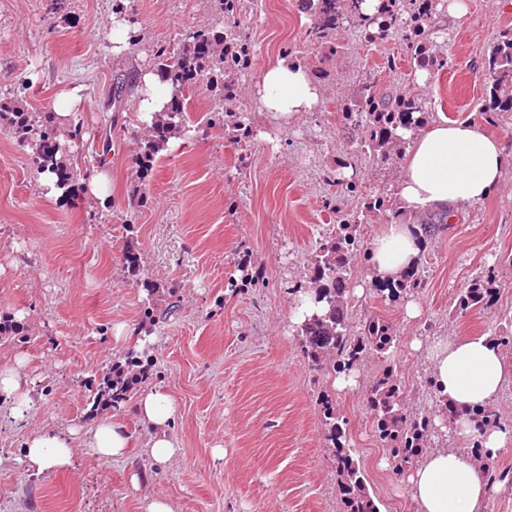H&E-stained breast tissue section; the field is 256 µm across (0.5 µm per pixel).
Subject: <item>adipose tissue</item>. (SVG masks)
Segmentation results:
<instances>
[{
  "label": "adipose tissue",
  "mask_w": 512,
  "mask_h": 512,
  "mask_svg": "<svg viewBox=\"0 0 512 512\" xmlns=\"http://www.w3.org/2000/svg\"><path fill=\"white\" fill-rule=\"evenodd\" d=\"M259 102L280 123L292 124L301 114L315 111L321 88L305 66L280 61L265 69L257 85ZM512 154L502 140L486 135L474 124L440 119L412 135L397 194L404 209L414 214L448 207L457 214L480 202L502 183ZM413 224L392 222L369 247L370 280L396 278L416 263L421 243ZM430 374L440 397L457 409L460 432H467L469 411L493 404L508 381L512 366L489 336L437 338L425 350ZM135 412L149 430L148 454L154 464L168 463L179 452L170 433L177 406L160 389L139 397ZM85 443L105 461L121 458L128 448L125 426L117 420L101 422ZM23 465L41 474L73 463V435L43 430L25 442ZM408 491L418 512H481L487 485L473 456L453 448L429 450L407 476Z\"/></svg>",
  "instance_id": "ef3b65f1"
}]
</instances>
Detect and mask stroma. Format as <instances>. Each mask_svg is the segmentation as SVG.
<instances>
[{"label": "stroma", "mask_w": 512, "mask_h": 512, "mask_svg": "<svg viewBox=\"0 0 512 512\" xmlns=\"http://www.w3.org/2000/svg\"><path fill=\"white\" fill-rule=\"evenodd\" d=\"M467 2L459 25L433 15L449 31L448 65L419 81L400 39L374 46L346 27L334 43H313L304 0H244L236 20L249 63L229 80L253 135L241 143L223 124H209L218 99L198 88L184 104L185 136L169 140L146 172L136 160L144 132L137 98L126 97L112 116L104 109L108 89L117 75L153 69L156 44L176 45L207 28L213 0H0V104L66 111L83 128L73 150L81 174L70 195L49 197L31 150L0 118V320L23 330L0 337V366L22 360L33 399L23 421L0 413V512H144L157 496L173 512H345L324 397L345 424L346 445L379 512H418L404 478L392 472L390 448L374 433L368 387L393 368L407 407H415L428 368L414 342L506 332L512 160L500 188L428 243L422 287L384 301L368 279L366 246L384 224L420 218L396 196L403 154L371 153L365 123L347 119L345 108L367 84L407 90L425 99L430 119L470 122L512 145V117L491 125L478 110L484 58L512 29V8L503 0ZM116 19L136 37L118 52L110 33ZM283 59L306 66L322 91L319 108L285 129L256 94L262 72ZM103 171L107 194L92 198L87 186ZM340 178L357 183L358 195L341 191ZM376 195L388 198L387 209L363 213L364 200ZM358 213L364 249L352 265L349 313L356 322H390L396 340L366 359L355 388L340 392L333 374L305 357L292 308L329 229L340 215ZM130 251L139 258L134 269L125 261ZM490 266V304L453 314L459 291ZM410 302L418 319L405 316ZM120 322L152 326L149 348L115 341ZM129 355L145 370L136 393L160 387L179 406L171 434L180 451L162 467L146 451L149 434L133 400L92 408L93 387ZM112 418L131 436L126 459L100 461L78 442L66 471L35 475L20 461L34 432L82 433Z\"/></svg>", "instance_id": "stroma-1"}]
</instances>
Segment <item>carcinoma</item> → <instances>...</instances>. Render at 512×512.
Here are the masks:
<instances>
[{
  "mask_svg": "<svg viewBox=\"0 0 512 512\" xmlns=\"http://www.w3.org/2000/svg\"><path fill=\"white\" fill-rule=\"evenodd\" d=\"M219 9V23L201 29L187 37L178 49L166 44L153 48L157 72L171 92L183 93L198 83H214L219 75L231 74L247 62L248 48L242 42L235 16L241 11V0H214ZM360 0H314V24L310 36L315 42L328 41L333 33L348 22L357 27L371 44H381L393 36L403 41L411 55L420 59L431 70H440L447 61L433 52L432 31L425 28L431 18L434 0H386L383 13L370 18L360 11ZM489 75L480 112L492 121L501 114L512 112V32L500 34L485 58ZM132 77H118L111 84L108 105H121L124 97L134 90ZM235 91L232 84L223 82L220 97L222 111L212 121L236 117L233 112ZM182 102H171L155 114L147 126L148 135L142 141L140 163L150 168L155 156L169 140L183 128ZM426 103L409 92L377 93L369 84L361 88L358 98L346 112L347 118L357 117L368 128L366 146L373 152L387 154L391 146H400V130L415 129L424 123ZM12 135L22 147L31 149L38 171L55 174L56 186L68 190L77 171L68 163L73 146L83 136L80 124L58 118L53 112H27L18 105L9 112ZM448 208L441 207L425 215L418 224L419 238L425 242L448 229ZM361 251L359 225L356 219L341 218L334 227L330 241L312 261V293L314 301L322 305V313L306 319L297 326L302 349L318 369L335 373L355 371L371 354L387 351L393 344L392 327L383 319L369 318L361 324V331L350 332V315L343 294L351 273L354 256ZM423 280L414 266L395 281L375 283V291L395 298L403 292L419 288ZM492 275L486 271L476 276L461 291L458 310L464 313L488 305L491 298ZM133 385L122 365L103 376L97 386L96 404L123 401ZM368 403L373 412L376 437L394 451L396 472L417 461L429 447L435 426L426 416L407 412L401 403V388L397 376L386 369L370 387ZM323 415L329 427L328 441L333 448L337 484L346 504V512H378V507L366 486L363 473L343 442L345 431L336 416L335 408L327 400L321 402ZM476 423L467 435L475 457L485 462L488 457L481 440L482 430L498 425L496 414L483 409L468 415Z\"/></svg>",
  "mask_w": 512,
  "mask_h": 512,
  "instance_id": "carcinoma-1",
  "label": "carcinoma"
}]
</instances>
